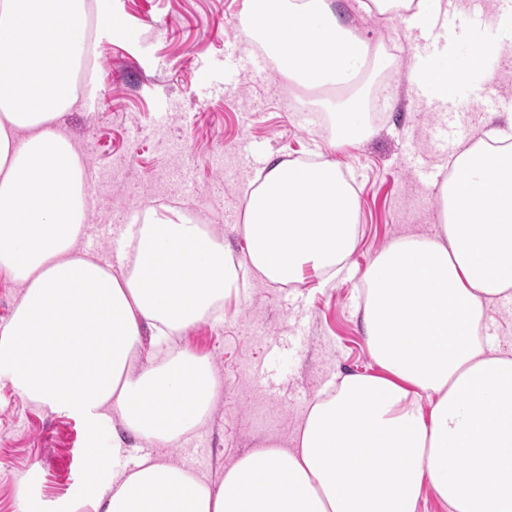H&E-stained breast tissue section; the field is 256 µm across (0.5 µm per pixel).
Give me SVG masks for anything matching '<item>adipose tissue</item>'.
Listing matches in <instances>:
<instances>
[{
  "mask_svg": "<svg viewBox=\"0 0 512 512\" xmlns=\"http://www.w3.org/2000/svg\"><path fill=\"white\" fill-rule=\"evenodd\" d=\"M90 0H0V276L22 294L0 327V385L81 420L97 460L76 497L20 490L16 512H417L430 488L449 512H512V357L481 336L488 304L512 296V144L461 151L440 187L441 232L393 241L361 278L376 375L315 398L294 446L270 442L203 480L161 454L98 446L119 420L171 447L210 413L209 361L171 346L237 291L223 243L186 215L149 212L120 230L125 262L79 254L84 166L64 117L82 97ZM278 68L308 89H347L376 52L327 0H247ZM311 34L299 40L295 22ZM447 73L415 56L410 85L440 102L493 76L500 51ZM358 202L335 163L281 161L247 196V260L291 284L344 268Z\"/></svg>",
  "mask_w": 512,
  "mask_h": 512,
  "instance_id": "1",
  "label": "adipose tissue"
}]
</instances>
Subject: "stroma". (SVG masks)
I'll use <instances>...</instances> for the list:
<instances>
[{"label":"stroma","instance_id":"obj_1","mask_svg":"<svg viewBox=\"0 0 512 512\" xmlns=\"http://www.w3.org/2000/svg\"><path fill=\"white\" fill-rule=\"evenodd\" d=\"M341 23L382 48L374 73L345 95L286 107L287 78L228 74L236 50L255 52L243 28L245 0H99L90 32L98 79L81 108L65 118L68 135L100 178L87 221L98 239L78 250L114 251L113 229L135 224L163 197H183L211 212L207 223L237 262H245L242 226L255 169L279 161H334L359 204L358 244L331 280L308 275L297 287L249 278L219 314L176 343L208 358L218 383L210 414L170 456L199 477L218 481L225 466L267 440L294 442L313 397L349 374H376L363 329L360 277L389 243L435 236L439 188L456 156L475 137L512 122V32L490 83L491 101L476 108L480 85L453 101V135L441 140L440 112L408 84L419 31L360 0H328ZM123 19L112 24L113 16ZM360 99L370 133L340 150L329 141L341 97ZM81 421L20 399L0 387V512H15L25 476L38 472L39 493L73 496L95 461Z\"/></svg>","mask_w":512,"mask_h":512}]
</instances>
